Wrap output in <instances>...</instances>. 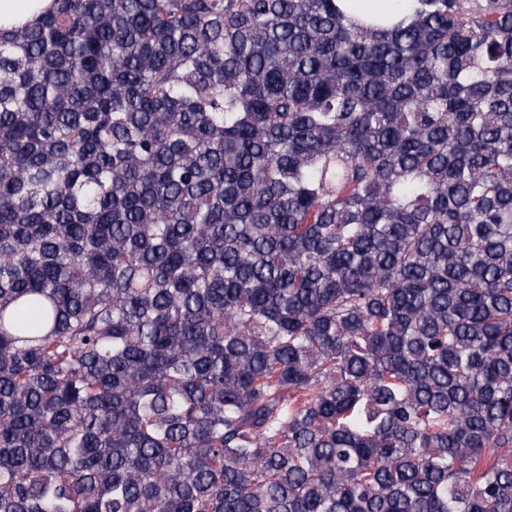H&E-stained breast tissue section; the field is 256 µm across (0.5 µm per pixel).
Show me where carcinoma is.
Listing matches in <instances>:
<instances>
[{
    "mask_svg": "<svg viewBox=\"0 0 512 512\" xmlns=\"http://www.w3.org/2000/svg\"><path fill=\"white\" fill-rule=\"evenodd\" d=\"M0 512H512V0L1 31Z\"/></svg>",
    "mask_w": 512,
    "mask_h": 512,
    "instance_id": "carcinoma-1",
    "label": "carcinoma"
}]
</instances>
